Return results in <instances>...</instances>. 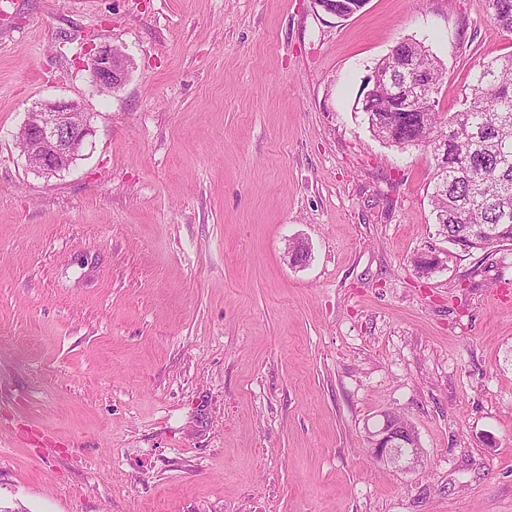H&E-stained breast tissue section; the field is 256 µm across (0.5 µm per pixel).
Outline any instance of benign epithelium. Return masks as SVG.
<instances>
[{
  "label": "benign epithelium",
  "instance_id": "1",
  "mask_svg": "<svg viewBox=\"0 0 512 512\" xmlns=\"http://www.w3.org/2000/svg\"><path fill=\"white\" fill-rule=\"evenodd\" d=\"M93 85L100 93L121 89L129 75V59L110 44H94L85 64ZM94 114L74 100L56 99L40 103L26 114L22 128L26 149L21 152L26 167L38 175H54L69 169L93 135ZM371 455L380 462L398 464L412 470L422 461L420 442L414 429L405 427L389 414L382 425L368 432Z\"/></svg>",
  "mask_w": 512,
  "mask_h": 512
}]
</instances>
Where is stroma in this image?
Returning a JSON list of instances; mask_svg holds the SVG:
<instances>
[{
	"mask_svg": "<svg viewBox=\"0 0 512 512\" xmlns=\"http://www.w3.org/2000/svg\"><path fill=\"white\" fill-rule=\"evenodd\" d=\"M8 11L0 512H512V244L438 236L430 152L360 113L404 39L440 60L456 111L478 63L512 53L485 0ZM93 43L130 60L115 93L83 66ZM46 99L94 114L55 177L15 139ZM388 412L418 433L414 470L368 452Z\"/></svg>",
	"mask_w": 512,
	"mask_h": 512,
	"instance_id": "1",
	"label": "stroma"
}]
</instances>
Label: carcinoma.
I'll use <instances>...</instances> for the list:
<instances>
[{
  "label": "carcinoma",
  "mask_w": 512,
  "mask_h": 512,
  "mask_svg": "<svg viewBox=\"0 0 512 512\" xmlns=\"http://www.w3.org/2000/svg\"><path fill=\"white\" fill-rule=\"evenodd\" d=\"M490 20L512 33V0H486ZM402 70L384 57L375 68L418 90L413 110L405 100L375 93L362 103L374 137L402 151L424 148L434 160L431 203L438 235L467 251L486 252L512 242V54L482 63L464 90L461 108L439 117L442 67L419 43L399 51ZM481 243L467 242L471 226Z\"/></svg>",
  "instance_id": "carcinoma-1"
}]
</instances>
